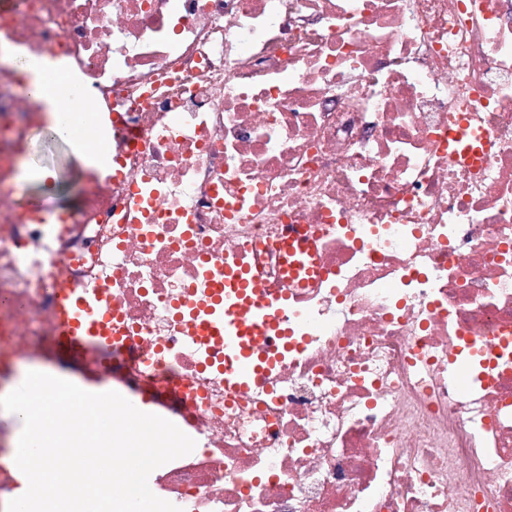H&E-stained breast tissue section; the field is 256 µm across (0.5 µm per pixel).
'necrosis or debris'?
Instances as JSON below:
<instances>
[{
  "instance_id": "obj_1",
  "label": "necrosis or debris",
  "mask_w": 512,
  "mask_h": 512,
  "mask_svg": "<svg viewBox=\"0 0 512 512\" xmlns=\"http://www.w3.org/2000/svg\"><path fill=\"white\" fill-rule=\"evenodd\" d=\"M11 51L106 141L69 205L12 193L44 109ZM240 271L286 301L245 388L186 305ZM63 286L186 419L151 474L182 512H512V0H0V360L51 345ZM288 256L297 257L289 264V271L292 277H297L299 271L303 268V262L298 258L305 255H312L314 251L313 241L306 236L304 230L296 225L289 226L288 229Z\"/></svg>"
}]
</instances>
